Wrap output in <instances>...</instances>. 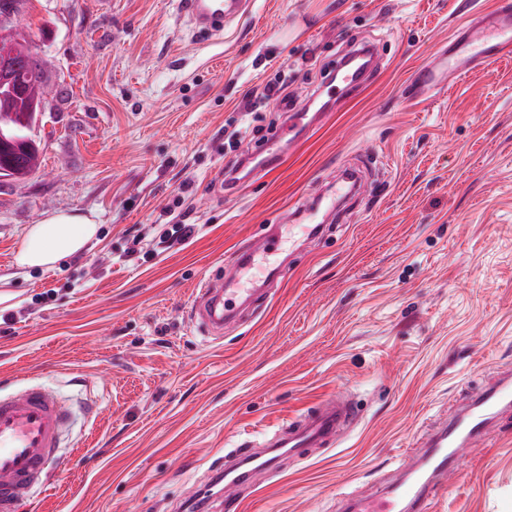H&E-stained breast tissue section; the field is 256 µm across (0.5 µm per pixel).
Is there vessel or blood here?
I'll return each mask as SVG.
<instances>
[{"label": "vessel or blood", "mask_w": 512, "mask_h": 512, "mask_svg": "<svg viewBox=\"0 0 512 512\" xmlns=\"http://www.w3.org/2000/svg\"><path fill=\"white\" fill-rule=\"evenodd\" d=\"M254 0H179L183 17L198 33L223 32L226 23L252 11ZM512 57V0H500L492 12H475L470 26L434 63L419 67L409 81L413 96H427L463 79L480 66ZM337 80L353 88L370 75L339 62ZM321 113L298 108L287 125L276 130L259 148L246 151V159L261 157L267 169L276 168L287 152L298 145L297 131L313 125ZM277 226H270L248 246L237 250L227 277H212L201 286L196 315L207 335H220L226 323L237 317L241 303H256L268 284L280 275L271 258L278 249ZM512 414V374L479 390L469 404L452 417L439 421L425 441L408 449L401 461L400 478L366 494L343 498L345 512H429L433 500L445 490L463 449L483 440L487 427ZM357 420L349 400L332 398L307 412L297 422L275 433L262 444L236 450L225 460L224 498L232 500L237 490L261 471L273 469L281 458L301 448H326ZM66 402L51 388L23 385L0 395V512H23L24 507L46 487L55 463V453L70 425Z\"/></svg>", "instance_id": "vessel-or-blood-1"}]
</instances>
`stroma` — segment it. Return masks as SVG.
Returning <instances> with one entry per match:
<instances>
[{"label": "stroma", "instance_id": "35a3bbf8", "mask_svg": "<svg viewBox=\"0 0 512 512\" xmlns=\"http://www.w3.org/2000/svg\"><path fill=\"white\" fill-rule=\"evenodd\" d=\"M493 3L256 0L206 37L178 0H23L13 23L50 95L42 170L0 179V387L26 378L74 411L24 512H208L224 455L340 395L357 406L353 428L261 473L237 510L339 512L512 371V60L449 92L405 94L414 67ZM353 40L377 48L378 71L360 91L325 86L321 70ZM280 80L298 105L342 106L281 168L215 185L250 93ZM367 159L368 192L320 207ZM302 205L317 207L323 237L296 238L259 311L203 337L199 282ZM173 210L198 233L122 262ZM59 211L91 217L94 239L18 266L32 224ZM430 512H512V422L464 449Z\"/></svg>", "mask_w": 512, "mask_h": 512}]
</instances>
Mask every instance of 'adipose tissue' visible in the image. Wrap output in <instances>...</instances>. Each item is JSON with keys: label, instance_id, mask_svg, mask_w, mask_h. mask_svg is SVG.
Returning <instances> with one entry per match:
<instances>
[{"label": "adipose tissue", "instance_id": "obj_1", "mask_svg": "<svg viewBox=\"0 0 512 512\" xmlns=\"http://www.w3.org/2000/svg\"><path fill=\"white\" fill-rule=\"evenodd\" d=\"M96 231L95 222L78 213L47 215L30 228L18 263L46 267L62 257L81 254Z\"/></svg>", "mask_w": 512, "mask_h": 512}]
</instances>
